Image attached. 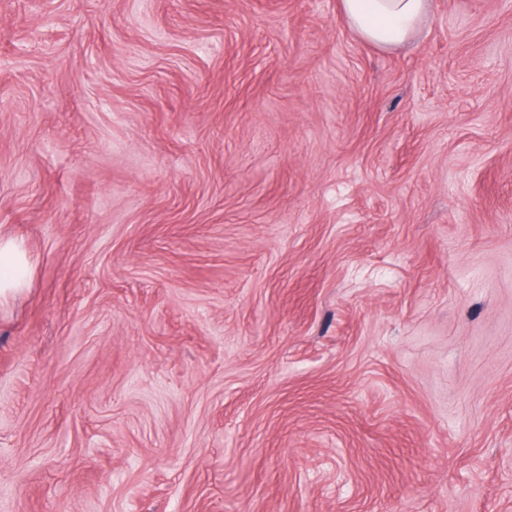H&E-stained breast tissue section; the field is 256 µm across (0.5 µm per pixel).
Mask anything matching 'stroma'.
<instances>
[{"mask_svg": "<svg viewBox=\"0 0 512 512\" xmlns=\"http://www.w3.org/2000/svg\"><path fill=\"white\" fill-rule=\"evenodd\" d=\"M0 512H512V0H0ZM434 0H341L350 25L382 48L409 42L433 9ZM29 264L21 246L0 236V306L26 288Z\"/></svg>", "mask_w": 512, "mask_h": 512, "instance_id": "stroma-1", "label": "stroma"}]
</instances>
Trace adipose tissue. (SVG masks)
I'll return each instance as SVG.
<instances>
[{"instance_id": "obj_1", "label": "adipose tissue", "mask_w": 512, "mask_h": 512, "mask_svg": "<svg viewBox=\"0 0 512 512\" xmlns=\"http://www.w3.org/2000/svg\"><path fill=\"white\" fill-rule=\"evenodd\" d=\"M350 25L382 48L409 42L433 9V0H341ZM29 264L21 246L0 236V305L26 288Z\"/></svg>"}]
</instances>
